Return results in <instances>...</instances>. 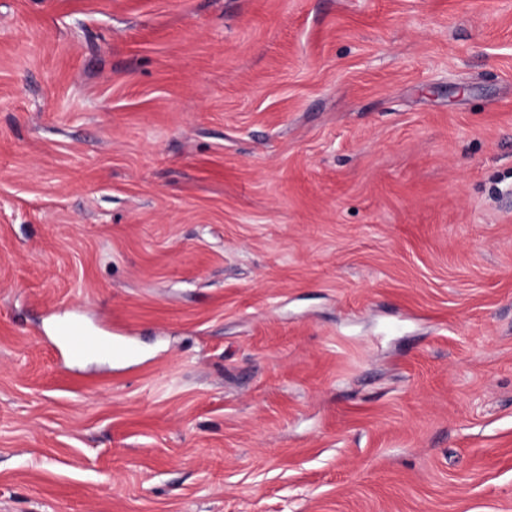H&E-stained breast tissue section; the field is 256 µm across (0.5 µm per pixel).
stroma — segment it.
I'll list each match as a JSON object with an SVG mask.
<instances>
[{
	"instance_id": "1",
	"label": "stroma",
	"mask_w": 512,
	"mask_h": 512,
	"mask_svg": "<svg viewBox=\"0 0 512 512\" xmlns=\"http://www.w3.org/2000/svg\"><path fill=\"white\" fill-rule=\"evenodd\" d=\"M0 512H512V0H0ZM57 336L64 342L68 356L78 360L89 354L119 355L128 350L105 337L89 336L80 319H72L57 328Z\"/></svg>"
}]
</instances>
